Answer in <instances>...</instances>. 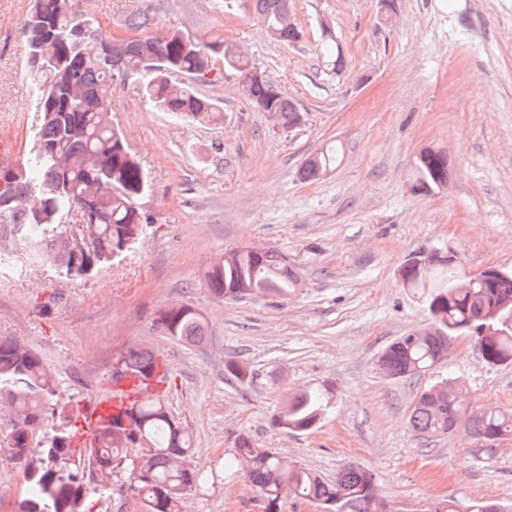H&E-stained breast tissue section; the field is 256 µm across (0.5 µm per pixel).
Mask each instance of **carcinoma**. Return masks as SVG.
<instances>
[{
    "instance_id": "cac0c4a2",
    "label": "carcinoma",
    "mask_w": 512,
    "mask_h": 512,
    "mask_svg": "<svg viewBox=\"0 0 512 512\" xmlns=\"http://www.w3.org/2000/svg\"><path fill=\"white\" fill-rule=\"evenodd\" d=\"M288 0H254L255 15L266 35L280 43L301 41L299 27L281 23ZM152 25L149 10L131 13L127 29L143 33ZM24 33L27 54L38 53L44 64H27V76L36 86L42 124L23 167V184L35 190L45 208L36 218L34 205L25 201L14 209H0V224L18 228L17 239L32 243L40 258L54 264L68 279H84L102 270L130 251L140 240L149 217L140 199L147 180L142 165L130 151L112 119V86L118 74L93 54L98 46L112 40L90 11L75 9L70 0H33ZM172 30L162 36H145L128 52L125 68L141 78L145 96L164 112L180 114L202 125L224 122V110L198 95L192 77L224 57V34L213 33L195 41L191 50L180 45ZM320 55L336 70L344 66L341 50L332 35L320 45ZM147 53L186 82H157L156 75L141 64ZM232 68L243 77L245 96L258 108L273 105L282 128L297 124L298 108L284 97L267 76L254 74L246 57H238ZM85 89L81 97L70 95L71 80ZM334 150L316 155L303 165L305 180L320 177L336 162ZM448 184V158L424 150L417 157L412 181L414 193L427 185ZM97 212V221L86 224L88 260L67 253L68 227L64 217L71 212ZM464 277L458 264L439 261L422 275L408 271L402 284L426 297L429 319L438 323L439 335L417 338L399 336L379 358V366L395 379H411L448 356L458 334L472 332L483 360L491 366L512 364V334L484 335L482 315L505 302L512 309V274L493 286L485 281L454 284ZM210 290L235 301L244 290L257 287L264 294L286 299L299 282L296 272L274 248L242 247L230 262H220L206 274ZM158 325L169 338L184 343H201L206 336L203 316L189 305H175L161 311ZM123 374L141 383L139 396L112 413L96 434L94 443L79 440L81 414L58 397L52 369L34 351L11 339L0 338V402L15 407L19 421L11 427L10 444L25 461L23 481L28 497L21 512H58L51 487L64 485L80 493L83 501H100L109 490L108 482L128 483L141 503L142 512H182L184 499L203 474L192 466L177 469L173 460H188L192 438L186 425L174 421L164 392L171 385L172 372L160 354L149 348L127 351L118 358ZM445 390L436 394L429 387L419 394L410 414L411 428L427 437L448 434L465 423L486 441L512 437V411L498 407L470 410L462 386L455 380L441 382ZM325 393L296 394L288 406L273 418V425L294 432L307 431L327 406ZM42 449L30 456L32 445ZM234 460L264 502L263 512H281L284 497L292 495L313 504L316 512H389L378 496L373 474L349 466L335 479L326 480L272 448H258L241 436L235 443ZM491 503L465 505L456 500L438 504L434 512H488Z\"/></svg>"
}]
</instances>
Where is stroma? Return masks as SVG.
<instances>
[{
  "label": "stroma",
  "mask_w": 512,
  "mask_h": 512,
  "mask_svg": "<svg viewBox=\"0 0 512 512\" xmlns=\"http://www.w3.org/2000/svg\"><path fill=\"white\" fill-rule=\"evenodd\" d=\"M146 3L152 34L223 32L305 121L272 129L220 60L196 83L224 110L217 127L156 109L137 76L116 82L112 119L144 168L150 222L132 252L83 280L27 248L1 260L0 336L37 352L60 400L80 409L109 388L132 338L164 354L175 378L168 406L208 475L184 512H262L231 464L242 435L327 479L349 465L370 469L390 512H434L445 499L512 504V439L490 443L459 426L428 440L408 421L415 398L448 378L473 405L512 410V364L488 365L467 336L412 380L378 365L392 340L428 318L399 279L406 260L451 247L465 272L512 270V0H291L296 44L269 39L250 0H74L110 34ZM29 7L0 0V139L17 164L38 112L25 76ZM325 21L343 50L338 72L319 55ZM330 145L335 169L301 180V166ZM427 148L447 155L448 184L416 195L414 164ZM242 246L279 250L300 288L285 300L216 296L206 272ZM174 304L205 318L202 344L160 331V312ZM231 361L245 379L229 375ZM304 390L330 400L319 422L274 426ZM7 432L0 424V512H20L24 465Z\"/></svg>",
  "instance_id": "1"
}]
</instances>
